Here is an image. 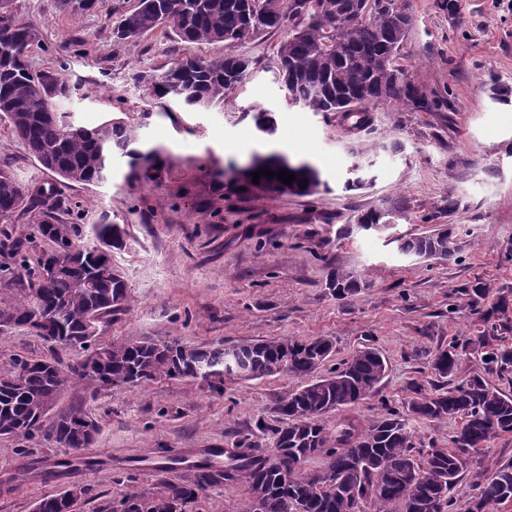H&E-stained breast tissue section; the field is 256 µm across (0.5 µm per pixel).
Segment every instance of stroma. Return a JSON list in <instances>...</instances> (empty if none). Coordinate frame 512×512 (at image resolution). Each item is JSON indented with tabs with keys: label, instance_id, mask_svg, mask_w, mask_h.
<instances>
[{
	"label": "stroma",
	"instance_id": "35a3bbf8",
	"mask_svg": "<svg viewBox=\"0 0 512 512\" xmlns=\"http://www.w3.org/2000/svg\"><path fill=\"white\" fill-rule=\"evenodd\" d=\"M135 3L97 0L73 17L58 0H13L17 16L39 27L31 69L67 85L58 110L77 125L140 112L135 71L167 69L187 53L251 60L249 77L223 107L153 112L142 138L160 153L158 170L138 179L116 156L110 181L63 185L0 120V166H9L27 200L54 184L60 223L78 225L86 236L104 218L127 227V244L112 258L132 302L104 326V340L148 336L207 347L326 336L334 362L370 346L388 363L378 392L332 412V421L364 423L384 405L400 406L413 384L432 382L429 362L439 348L483 331L469 306L471 289L512 295V104L492 100L485 86L492 77L512 83V0H456L452 10L447 0H401L413 19L401 63L435 104L426 112L372 105L373 123L364 131L341 116L288 104L275 70L284 30L189 46L158 29L133 45L117 42L116 20ZM255 107L274 110L279 153L319 170V193L254 196L235 187L236 167L271 143L246 116ZM356 165L366 184L346 188ZM396 198L406 211L394 225L360 227L358 215ZM440 225L461 244L454 258L399 253L396 238ZM338 269L360 276L364 288L337 297L328 280ZM301 383L279 374L228 381L218 394L185 379L118 384L97 394L77 382L58 405L80 404L101 419L85 463L62 468L72 450L40 436L0 437V512H33L37 500L69 485L90 490L77 512H103L128 486L155 491L177 478V471L162 470L164 456L196 461L249 434L259 453L270 454L276 406ZM261 420L268 429L260 434Z\"/></svg>",
	"mask_w": 512,
	"mask_h": 512
}]
</instances>
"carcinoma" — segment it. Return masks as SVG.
Returning <instances> with one entry per match:
<instances>
[{
	"mask_svg": "<svg viewBox=\"0 0 512 512\" xmlns=\"http://www.w3.org/2000/svg\"><path fill=\"white\" fill-rule=\"evenodd\" d=\"M95 0H59L61 11L78 15ZM292 21L277 52V77L288 102L315 113H343L357 129L369 125L365 105L395 101L409 111H425L431 100L408 79L399 64L403 43L412 28L411 16L398 0H137L122 13L112 30L119 43H135L164 28L186 44L242 41L262 29H278ZM40 40L38 27L15 18L0 24V119L46 169L70 183L98 184L112 177V158H128L135 168L143 154L140 130L152 108L138 119L116 118L94 128L68 122L56 112L54 98L66 85L35 74L28 53ZM251 61L226 54L202 59L185 54L168 69L140 70L131 80L167 111L197 110L224 104L227 95L250 73ZM491 98L512 100V86L491 81ZM256 129L277 133L271 110H249ZM288 170L296 179L285 184L277 173ZM256 170H268L255 184L248 178L238 187L254 195L291 191L313 195L323 182L309 162H291L282 154L263 158ZM27 207L25 195L8 167L0 168V219ZM405 204L371 210L357 223L366 230L395 221ZM29 232L3 244L0 284L9 299L0 300V335L25 329L48 344V357H19L0 368V436L31 439L42 435L74 451L59 465L83 460L102 429L98 418L80 405L56 409L61 392L84 381L99 390L114 384L140 387L162 380L193 379L220 392L224 379L251 381L277 374L308 378L305 385L279 400L275 448L269 455L248 452L258 447L245 437L230 453L229 468L211 459L187 467L177 479L153 492L131 488L112 504V512H188L210 488L226 481L242 485L248 512H460L448 492L461 478L472 480L474 495L467 512H488L486 505L512 503V461L490 476L475 468L491 442L512 434V394L494 387L488 375L512 374V346L503 332L512 331V303L502 294L481 307L486 289L474 288L471 310L486 325L483 335L452 343L434 354L430 369L441 382L426 389L415 385L402 407L364 423L329 427V414L355 405L373 393L387 371V361L365 347L321 375L333 354L327 337H276L232 345L201 347L149 338L104 342L103 324L127 310L130 289L122 269L97 251L112 238V248L125 247L126 228L104 219L93 225V245L81 244L72 224L58 228L53 206L44 205ZM405 255L449 260L461 250L450 230L397 239ZM329 287L343 297L362 287L350 273L336 271ZM481 354L485 375L454 379L461 353ZM53 414L48 416L46 411ZM89 419L94 433L79 427ZM460 420L451 446L416 440L410 420ZM323 454L322 471L302 476L309 457Z\"/></svg>",
	"mask_w": 512,
	"mask_h": 512,
	"instance_id": "1",
	"label": "carcinoma"
}]
</instances>
